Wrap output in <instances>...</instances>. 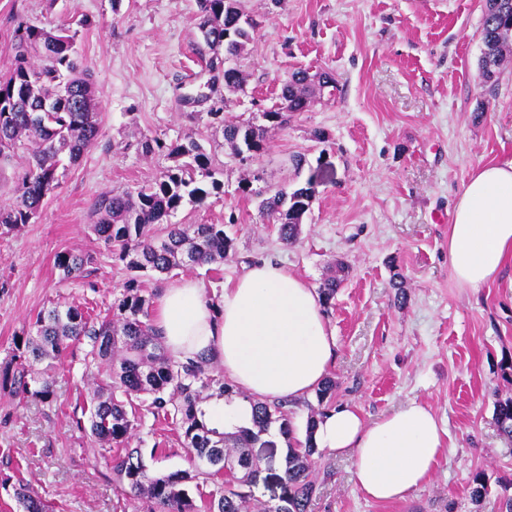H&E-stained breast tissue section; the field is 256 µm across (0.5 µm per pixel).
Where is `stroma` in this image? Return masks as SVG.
<instances>
[{"label":"stroma","mask_w":512,"mask_h":512,"mask_svg":"<svg viewBox=\"0 0 512 512\" xmlns=\"http://www.w3.org/2000/svg\"><path fill=\"white\" fill-rule=\"evenodd\" d=\"M258 22L234 59L246 82L225 89L210 56L195 0H0V75L14 64L16 28L89 19L76 37L80 64L97 91L99 136L30 223L0 233V365L43 308L78 305L107 315L130 273L88 226L96 197L132 190L169 166L141 143L193 139L214 159L224 191L187 204L175 224H220L232 247L219 263L144 278L146 297L183 277L216 299L246 265L273 259L312 287L341 275L323 312L336 331L332 407L373 420L408 400L429 405L448 432L429 481L408 500H369L352 480L353 460L317 451L314 512H495L512 496V440L495 420L496 399L512 398V258L478 289L457 285L448 226L457 197L480 166L512 160V66L481 77L482 0H243ZM299 69L329 72L336 88L287 126L266 127L265 154L246 161L224 141L225 120L261 123L280 83ZM205 88L209 99L190 102ZM303 165H295V156ZM252 178L253 191L239 185ZM314 182L296 243L279 237L259 209L261 195ZM93 252L94 264L64 281L65 250ZM404 303H395L397 291ZM84 350L57 363L56 399L44 404L0 383V479L20 474L55 512H135L116 499L112 473L75 420L92 380ZM150 452L151 472L191 467L178 429L145 417L132 440ZM482 474L489 498L475 501Z\"/></svg>","instance_id":"1"}]
</instances>
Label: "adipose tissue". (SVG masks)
Masks as SVG:
<instances>
[{
  "mask_svg": "<svg viewBox=\"0 0 512 512\" xmlns=\"http://www.w3.org/2000/svg\"><path fill=\"white\" fill-rule=\"evenodd\" d=\"M512 254V160L491 163L463 186L448 227V259L456 282L477 289L499 275ZM153 325L168 353L185 361L205 353L235 387L232 400L207 404V418L225 429L252 424L253 403L296 401L328 377L336 336L308 283L264 260L228 281L219 300L194 279L164 288ZM446 431L419 402L366 421L339 407L321 418L316 447L353 453V479L381 503L406 500L435 471Z\"/></svg>",
  "mask_w": 512,
  "mask_h": 512,
  "instance_id": "ef3b65f1",
  "label": "adipose tissue"
}]
</instances>
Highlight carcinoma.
<instances>
[{
	"mask_svg": "<svg viewBox=\"0 0 512 512\" xmlns=\"http://www.w3.org/2000/svg\"><path fill=\"white\" fill-rule=\"evenodd\" d=\"M196 4L202 39L214 53L209 66L224 51V88H243L245 76L230 61L245 50L257 23L242 10L240 0H196ZM479 37L481 69L490 81L512 64V0L483 4ZM75 43L76 32L65 25L49 29L31 22L16 31L14 66L0 76V159L21 152L25 169L15 200L0 207V229L29 223L57 184L60 154L67 153L69 163L75 164L98 135L99 101L93 84L80 75ZM333 84L328 72L295 71L282 80L278 101L262 112V118L283 127ZM208 116L224 122V140L232 153L245 147L254 157L267 150L263 130L251 121H226L219 107ZM166 156L172 165L160 177L135 192L112 190L95 201L90 230L118 248L119 258L132 272L112 305V316L93 318L74 305L39 311L33 331L15 342L0 375L12 381L18 392L50 404L55 399L52 371L60 356L72 344L84 345L87 373L109 371V380L95 383L89 394L91 436L106 452L116 493L144 501L147 512H247L249 508L310 512L317 491L315 415L307 419L304 443L290 439L293 425L284 401L255 402L250 427L224 432L208 426L202 405L212 398L233 396L232 386L203 357L182 362L167 355L148 320L149 299L142 294V277L221 262L232 246L222 224L168 223L185 203L200 204L219 192L221 183L213 181L209 188L198 185L197 175L212 174V159L195 140L170 143ZM311 186L309 181L290 192L279 190L261 202L263 214L278 225L280 239L288 244L300 234L313 198ZM157 224L167 225L166 234L154 232ZM93 261L92 254L81 250L55 257L64 279L79 276ZM340 286L336 276L325 279L319 288L322 303H331ZM149 414L181 431L193 458L192 470L153 474L141 449L130 447ZM496 419L501 431L512 438V399L496 402ZM274 423L288 437L284 475L277 477L281 494L273 505H253L250 487L264 461L254 449L277 447L266 438ZM16 498L23 512H54L21 478Z\"/></svg>",
	"mask_w": 512,
	"mask_h": 512,
	"instance_id": "carcinoma-1",
	"label": "carcinoma"
}]
</instances>
